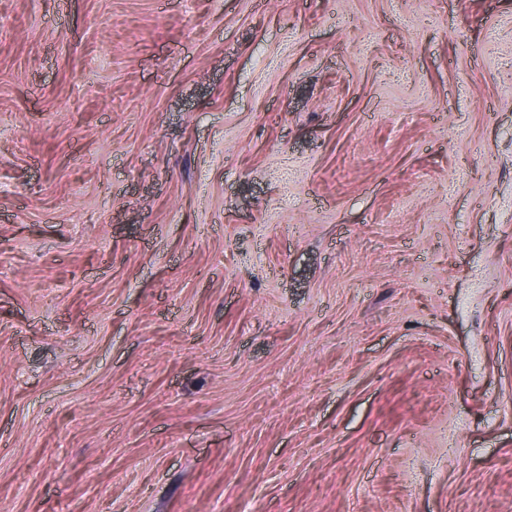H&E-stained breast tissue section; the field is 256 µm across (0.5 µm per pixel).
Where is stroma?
<instances>
[{
  "label": "stroma",
  "mask_w": 512,
  "mask_h": 512,
  "mask_svg": "<svg viewBox=\"0 0 512 512\" xmlns=\"http://www.w3.org/2000/svg\"><path fill=\"white\" fill-rule=\"evenodd\" d=\"M0 512H512V0H0Z\"/></svg>",
  "instance_id": "35a3bbf8"
}]
</instances>
